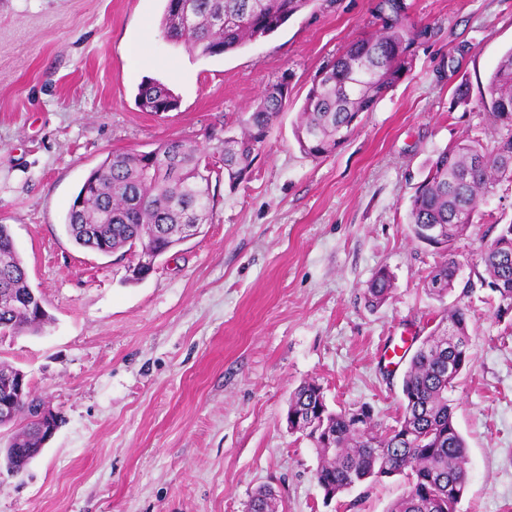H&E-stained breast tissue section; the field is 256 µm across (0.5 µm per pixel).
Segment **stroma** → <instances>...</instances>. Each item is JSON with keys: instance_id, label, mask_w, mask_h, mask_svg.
Listing matches in <instances>:
<instances>
[{"instance_id": "obj_1", "label": "stroma", "mask_w": 512, "mask_h": 512, "mask_svg": "<svg viewBox=\"0 0 512 512\" xmlns=\"http://www.w3.org/2000/svg\"><path fill=\"white\" fill-rule=\"evenodd\" d=\"M379 2L312 0L275 33L198 57L144 33L162 0H0V224L49 315L38 334L0 335V363L62 418L22 474H0V512H245L263 486L278 512H388L405 492L395 476L324 502L288 398L314 380L333 409L399 417L404 368L385 370L384 352L443 315L423 286L439 253L411 238L410 198L439 151L490 138L476 102L512 49V0H403L419 32L409 76L310 158L293 136L310 79L378 29ZM285 73L292 98L246 180L232 191L212 177L211 223L150 276L71 242L65 214L108 155L174 138L217 152ZM147 79L178 109L143 111ZM461 88L470 105H455ZM382 267L395 291L372 308L364 290ZM489 294L465 299L475 359L452 394L469 446L458 512H512V314L497 317Z\"/></svg>"}]
</instances>
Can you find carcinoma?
I'll return each mask as SVG.
<instances>
[{
	"label": "carcinoma",
	"instance_id": "cac0c4a2",
	"mask_svg": "<svg viewBox=\"0 0 512 512\" xmlns=\"http://www.w3.org/2000/svg\"><path fill=\"white\" fill-rule=\"evenodd\" d=\"M312 0H164L158 30L166 41L192 55L220 56L269 36ZM381 28L362 37L320 67L298 113L293 135L302 153L318 159L330 154L353 133L361 114L370 112L411 70L410 47L416 31L401 0H381ZM287 77L267 87L240 119L241 132L224 130L223 147L213 157L197 145L164 141L149 152H121L107 157L91 172L75 196L64 228L77 246L108 256L125 250L134 258L164 254L185 237L182 226L196 228L213 215L209 192L210 166L224 172L236 189L266 141L269 129L288 105ZM136 101L161 115L177 109L178 98L165 84L147 81ZM492 130L488 143L475 137L438 152L428 175L416 188L409 206L411 237L421 242L425 228L435 225L443 239L434 245L440 260L425 278L428 294L442 303L461 292L454 243L475 226L480 203L496 187L512 183V49L506 52L477 100ZM496 236L483 244L473 266L483 267L480 282L493 294L497 314L512 313V220L489 215ZM393 294L390 272L379 269L365 288L371 307ZM31 297L24 262L10 229L0 224V297ZM48 315L35 301L15 308L0 303V334L38 333ZM470 308L456 303L411 354L401 384V415L381 426L372 406L329 408L323 387L308 381L288 400L289 429L316 449L315 472L324 499L362 485L402 476L407 490L389 512H457L468 484V444L455 421L451 399L461 376L473 364ZM42 437L24 425L12 448L40 445ZM250 504L260 512H276V494L259 489Z\"/></svg>",
	"mask_w": 512,
	"mask_h": 512
}]
</instances>
